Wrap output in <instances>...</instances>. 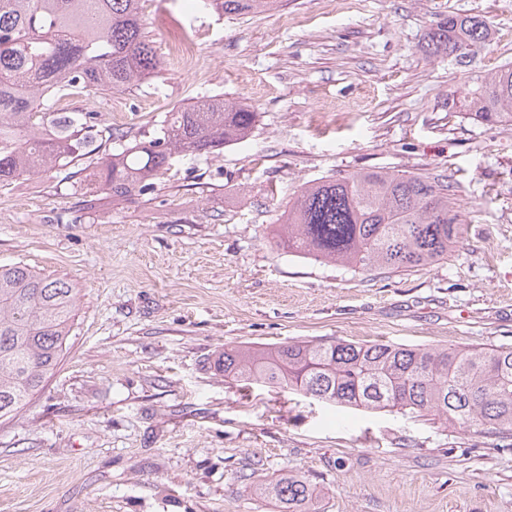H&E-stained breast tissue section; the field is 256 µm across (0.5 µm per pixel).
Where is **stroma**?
Masks as SVG:
<instances>
[{"mask_svg":"<svg viewBox=\"0 0 512 512\" xmlns=\"http://www.w3.org/2000/svg\"><path fill=\"white\" fill-rule=\"evenodd\" d=\"M492 30L469 64L429 55L448 14ZM160 56L191 75L65 100L135 136L200 96L256 112L221 153L179 157L147 195L102 200L34 177L0 188V264L67 279L69 350L0 418V512H280L254 484L301 472L319 512H512V445L440 421L323 404L207 371L219 347L291 340L512 345V124L450 107L512 62V0H284L257 15L147 0ZM356 171L446 176L466 233L393 275L288 253L271 235L300 191Z\"/></svg>","mask_w":512,"mask_h":512,"instance_id":"obj_1","label":"stroma"}]
</instances>
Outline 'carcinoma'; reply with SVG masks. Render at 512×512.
I'll return each mask as SVG.
<instances>
[{
    "label": "carcinoma",
    "mask_w": 512,
    "mask_h": 512,
    "mask_svg": "<svg viewBox=\"0 0 512 512\" xmlns=\"http://www.w3.org/2000/svg\"><path fill=\"white\" fill-rule=\"evenodd\" d=\"M146 0H0V187L79 170L80 194L126 199L155 188L176 156L212 154L247 138L257 113L203 97L166 113L147 140L110 151L124 134L98 113L56 108L62 98L130 91L163 61L146 32ZM279 0H196L227 14L271 10ZM478 16L450 14L427 48L460 64L488 42ZM452 108L483 124L512 123V63L465 86ZM288 252L362 271L397 273L448 258L463 237L442 177L357 171L304 188L276 233ZM75 288L26 265H0V418L17 413L67 349ZM224 377L286 387L321 402L367 411L433 416L485 437H512V346L444 350L372 342L291 341L224 350ZM299 512L314 489L288 472L261 488Z\"/></svg>",
    "instance_id": "obj_1"
}]
</instances>
